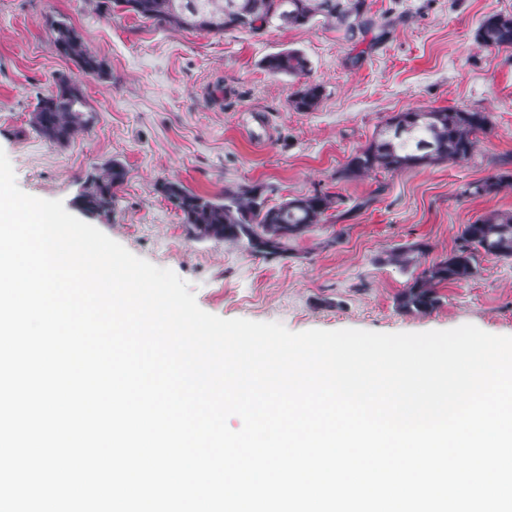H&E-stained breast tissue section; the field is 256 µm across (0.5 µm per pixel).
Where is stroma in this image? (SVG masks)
<instances>
[{"instance_id":"1","label":"stroma","mask_w":512,"mask_h":512,"mask_svg":"<svg viewBox=\"0 0 512 512\" xmlns=\"http://www.w3.org/2000/svg\"><path fill=\"white\" fill-rule=\"evenodd\" d=\"M389 37L355 48L316 23L252 33H195L118 11L96 0H0V149L24 192L73 200L104 163L127 177L110 218L92 224L134 255L188 281L204 311L226 319L278 322L293 332L447 330L471 323L512 335V257L480 255L477 275L440 286L439 306L417 314L396 298L411 270L383 263L384 251L423 243V264L450 255L465 224L512 212V190L468 196L488 174L512 173V47L488 48L474 34L485 15L512 14V0H368ZM64 20L107 74L80 87L89 131L61 145L30 123L36 97L76 65L52 42ZM301 50L323 87L317 110L298 112L300 79L266 71L262 59ZM440 107L488 112L492 130L471 159L342 179L350 158L400 112ZM178 181L211 196L228 186L267 189V203L315 191L346 203L324 223L264 258L242 245L194 238L158 192Z\"/></svg>"}]
</instances>
